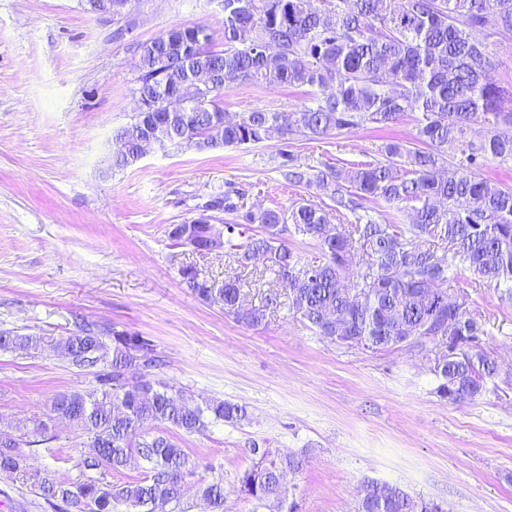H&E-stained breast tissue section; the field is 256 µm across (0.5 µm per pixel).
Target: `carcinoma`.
<instances>
[{
    "mask_svg": "<svg viewBox=\"0 0 512 512\" xmlns=\"http://www.w3.org/2000/svg\"><path fill=\"white\" fill-rule=\"evenodd\" d=\"M224 49L208 46L196 27L174 25L140 46L135 61L142 110L116 136L126 151L112 166L141 158L143 140L175 145L199 137L205 149L256 145L301 136L323 140L359 126L383 129L409 112L421 114L415 145L390 141L384 160L315 170L282 154L280 170L291 186L313 189L319 204L253 211L243 194L217 190L210 206L231 220L220 226L198 214L171 224L174 246L201 256L221 252L247 267L259 256L273 280L288 288L289 309L310 331L338 346L372 350L448 344L434 360L437 394L455 404L472 401L500 376L482 348L485 330L460 297L448 306V265L428 242L448 245L452 263L489 283L512 285V188H499L471 168L488 157L512 159V84L490 78L497 66L489 39L512 31V0H222ZM241 83L306 86L312 104L296 112L257 108L226 119L218 100L228 76ZM487 129L476 143L472 126ZM460 157L447 168L445 155ZM408 167L397 175V163ZM410 204V224L363 221L368 202ZM351 213L357 220L333 224ZM259 230H254V227ZM293 233L315 242L318 256L304 260L288 247ZM362 250L361 265H353ZM182 281L202 302L220 307L247 327L265 319L245 306L239 279L219 282L190 264ZM75 331L55 342L40 334L0 330V350L35 353L49 344L55 355L94 378L90 393L69 391L50 403L48 419L84 437L82 465L96 472L73 481L30 463L33 441L19 423L0 416V473H8L62 512H115L118 505L157 512L165 504L184 512L189 493L209 512H224V476L194 479L180 435L203 434L220 424L251 420L247 406L206 398L152 379L164 360L142 334L75 318ZM156 427L149 428L147 424ZM256 465L238 474L234 492L261 508L286 496L285 474L302 472L307 452L273 453L252 442ZM137 466L142 476L112 482ZM357 512H445L388 482H367Z\"/></svg>",
    "mask_w": 512,
    "mask_h": 512,
    "instance_id": "obj_1",
    "label": "carcinoma"
}]
</instances>
